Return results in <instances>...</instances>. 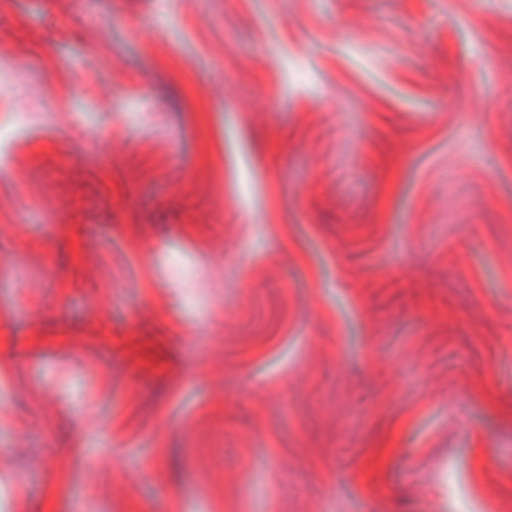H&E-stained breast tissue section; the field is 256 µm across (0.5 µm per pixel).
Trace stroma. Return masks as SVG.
<instances>
[{"label": "stroma", "mask_w": 512, "mask_h": 512, "mask_svg": "<svg viewBox=\"0 0 512 512\" xmlns=\"http://www.w3.org/2000/svg\"><path fill=\"white\" fill-rule=\"evenodd\" d=\"M1 54L6 512H512V0H0Z\"/></svg>", "instance_id": "1"}]
</instances>
